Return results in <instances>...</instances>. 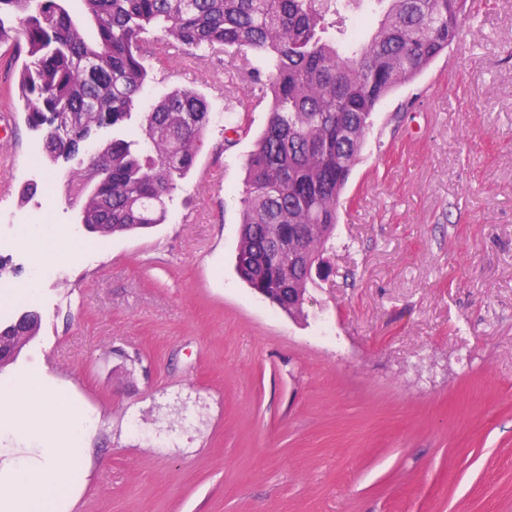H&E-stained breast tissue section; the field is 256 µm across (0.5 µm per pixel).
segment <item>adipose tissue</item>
<instances>
[{
    "mask_svg": "<svg viewBox=\"0 0 512 512\" xmlns=\"http://www.w3.org/2000/svg\"><path fill=\"white\" fill-rule=\"evenodd\" d=\"M49 422L56 423L57 433L35 464L0 467V512H43L47 502L64 504L72 492L66 447L76 438L75 414L63 410L44 378L0 383V431L43 440Z\"/></svg>",
    "mask_w": 512,
    "mask_h": 512,
    "instance_id": "obj_1",
    "label": "adipose tissue"
}]
</instances>
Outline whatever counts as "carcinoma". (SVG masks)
Segmentation results:
<instances>
[{"mask_svg": "<svg viewBox=\"0 0 512 512\" xmlns=\"http://www.w3.org/2000/svg\"><path fill=\"white\" fill-rule=\"evenodd\" d=\"M364 0H82L88 37L65 0H0V45L24 41L18 98L52 160L70 161L97 131L131 119L144 93V35L201 60L218 47L265 61L266 124L245 163L236 255L252 290L287 288L284 313L305 319L293 295L332 245L343 189L379 104L412 82L459 38L466 0H373L379 17L351 24ZM210 111L206 97L176 89L140 113L145 143L114 137L70 189L82 223L102 236L164 223L166 203L190 172Z\"/></svg>", "mask_w": 512, "mask_h": 512, "instance_id": "carcinoma-1", "label": "carcinoma"}]
</instances>
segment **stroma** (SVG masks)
<instances>
[{
  "label": "stroma",
  "mask_w": 512,
  "mask_h": 512,
  "mask_svg": "<svg viewBox=\"0 0 512 512\" xmlns=\"http://www.w3.org/2000/svg\"><path fill=\"white\" fill-rule=\"evenodd\" d=\"M379 106L344 189L326 276L294 321L235 270L244 163L271 97L260 60L151 61L143 106L203 93L196 165L150 231L89 234L69 166L38 133L0 47V213L51 215L94 265L57 262L38 336L0 379L63 382L93 410L68 512H512V0ZM250 132L224 143V126Z\"/></svg>",
  "instance_id": "obj_1"
}]
</instances>
